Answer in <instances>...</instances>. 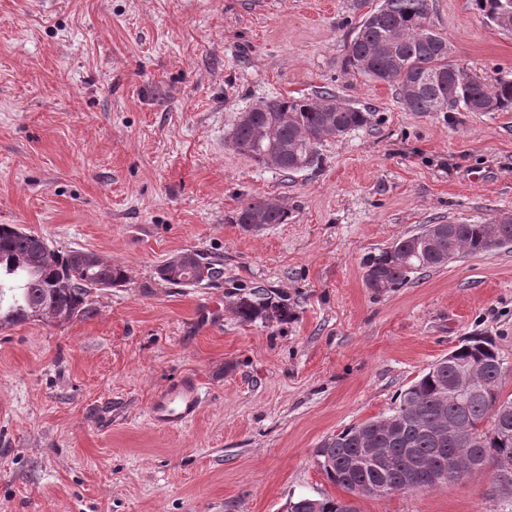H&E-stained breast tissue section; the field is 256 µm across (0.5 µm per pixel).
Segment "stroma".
<instances>
[{
    "instance_id": "35a3bbf8",
    "label": "stroma",
    "mask_w": 512,
    "mask_h": 512,
    "mask_svg": "<svg viewBox=\"0 0 512 512\" xmlns=\"http://www.w3.org/2000/svg\"><path fill=\"white\" fill-rule=\"evenodd\" d=\"M381 0H0V224L125 266L94 317L0 330V512H282L344 498L313 451L388 413L466 337L512 365V244L384 293L363 264L423 225L512 213V112H411L394 86L345 71ZM453 60L512 76V31L475 0H429ZM332 90L372 115L296 173L229 137L269 98ZM267 200L286 223H230ZM192 250L217 283L156 276ZM261 284L285 322L246 323ZM202 380L195 420L154 424V400ZM359 512H512L491 470ZM272 294L276 295L264 286L250 288L249 292L239 299L237 315L244 322H255L257 320H261L263 323L287 321L290 317L287 298L284 296L275 298L272 297ZM271 306L274 311L273 316L267 314ZM286 512H351L346 500L329 496L319 498L301 496L289 499Z\"/></svg>"
}]
</instances>
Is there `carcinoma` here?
I'll return each mask as SVG.
<instances>
[{
    "mask_svg": "<svg viewBox=\"0 0 512 512\" xmlns=\"http://www.w3.org/2000/svg\"><path fill=\"white\" fill-rule=\"evenodd\" d=\"M505 0H476L489 22L512 31V15L504 17ZM428 0H382L377 16H365L354 28L342 66L347 71L382 80L397 87L400 103L410 112H509L512 111V79L500 77L488 84L476 76L465 83L447 78L434 80L438 72L449 73L448 39L429 27ZM412 77L409 90L399 78L398 67ZM336 101V111L324 103ZM364 112L323 90L316 98H270L264 112L254 113L249 124H237L231 140L237 151L257 164L274 155L276 169L296 172L297 155L312 153L311 166L321 163L319 147L329 128L349 130L371 123ZM287 213L279 206L254 200L243 204L230 217L233 224H283ZM512 243V223L427 224L415 235L398 239L370 256L366 263V286L375 292L398 288L422 270L443 265L442 256L453 245L460 254L491 250L492 237ZM39 236L13 224H0V330L23 323L39 314V320L63 324L72 313L87 319L95 315L92 291L119 286L128 278L125 267L98 261L86 265L81 251H55L46 261L34 248ZM237 315L245 322H283L290 317L288 299L273 297L263 286L241 297ZM468 366L482 373L481 391L460 403L455 369ZM505 360L489 336H471L453 350L452 364L430 366L399 396V403L385 416L367 419L344 428L314 449L316 463L327 479L354 496L381 498L382 491L433 490L455 484L489 467L497 475L504 458L512 459V399L501 398L500 385ZM460 417L472 429L468 447L439 437L442 424ZM388 448L384 459L366 456L363 449ZM459 466L448 468V458ZM448 470L447 479L435 474ZM286 512H349L347 501L329 496H301L287 502Z\"/></svg>",
    "mask_w": 512,
    "mask_h": 512,
    "instance_id": "carcinoma-1",
    "label": "carcinoma"
}]
</instances>
